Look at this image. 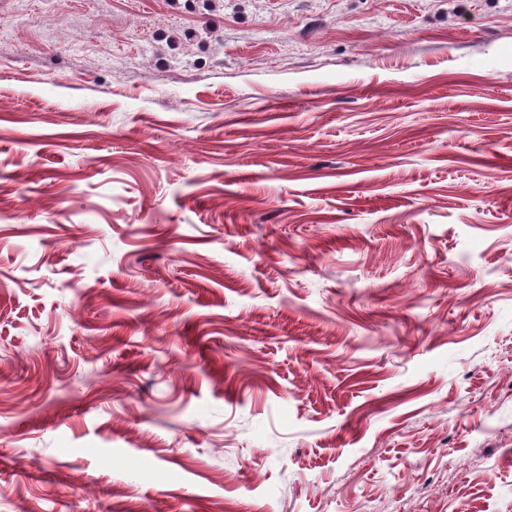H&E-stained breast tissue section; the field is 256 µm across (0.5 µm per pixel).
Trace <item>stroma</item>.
I'll list each match as a JSON object with an SVG mask.
<instances>
[{
  "instance_id": "stroma-1",
  "label": "stroma",
  "mask_w": 512,
  "mask_h": 512,
  "mask_svg": "<svg viewBox=\"0 0 512 512\" xmlns=\"http://www.w3.org/2000/svg\"><path fill=\"white\" fill-rule=\"evenodd\" d=\"M0 512H512V0H0Z\"/></svg>"
}]
</instances>
